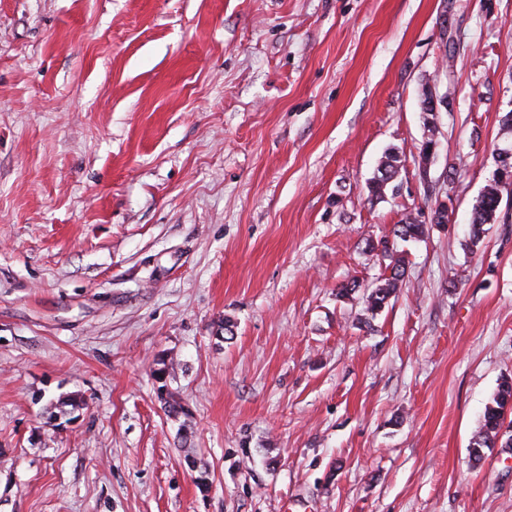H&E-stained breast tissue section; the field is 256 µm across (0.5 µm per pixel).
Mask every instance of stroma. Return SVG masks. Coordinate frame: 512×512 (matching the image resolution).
Here are the masks:
<instances>
[{
  "mask_svg": "<svg viewBox=\"0 0 512 512\" xmlns=\"http://www.w3.org/2000/svg\"><path fill=\"white\" fill-rule=\"evenodd\" d=\"M510 111L512 0H0V512H512ZM503 186L499 180H492L486 185L478 199L474 210L471 222L470 239L473 244H477L483 234L484 224H489L496 216V213L503 201L504 193H506L507 201L511 197L512 181L504 184ZM426 226L427 224H421L407 216L405 219H401L399 224H394L391 232L392 242L389 240V235L378 241L376 247L380 246L384 260H389L385 267L389 271V275L381 278L379 284L366 295L367 310L372 314L385 307L404 278L406 260L403 252L398 251L395 246V241L397 239L406 241L407 238H420L425 235ZM370 246L371 249L376 248L374 244ZM512 410V377L502 378L492 402L484 410L480 431L472 442V457L481 461L484 448H494L504 437L507 410Z\"/></svg>",
  "mask_w": 512,
  "mask_h": 512,
  "instance_id": "35a3bbf8",
  "label": "stroma"
}]
</instances>
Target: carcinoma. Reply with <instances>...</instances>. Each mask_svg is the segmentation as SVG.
Segmentation results:
<instances>
[{
  "label": "carcinoma",
  "instance_id": "cac0c4a2",
  "mask_svg": "<svg viewBox=\"0 0 512 512\" xmlns=\"http://www.w3.org/2000/svg\"><path fill=\"white\" fill-rule=\"evenodd\" d=\"M399 156L388 152L381 160L380 167L387 176L373 182L370 191L374 195L382 193L389 179L397 172ZM512 195V182L503 186L500 181L493 180L482 191L473 210L470 239L476 244L481 240L483 226L490 223L501 206L503 197ZM426 225L410 218H405L394 225L391 235L384 236L378 241L384 259L388 260L386 270L389 275L380 279L379 284L366 295L367 310L375 313L388 303L402 282L406 270V260L402 252L395 246V240L420 238L425 235ZM512 410V377L502 378L492 402L484 410L480 431L472 442V457L479 461L483 458V449L492 448L500 439H505L504 445L512 447V438H504L505 430L512 428V421L505 422L506 412Z\"/></svg>",
  "mask_w": 512,
  "mask_h": 512
}]
</instances>
